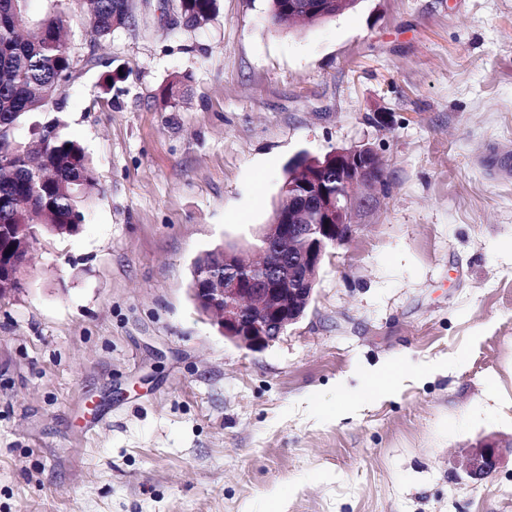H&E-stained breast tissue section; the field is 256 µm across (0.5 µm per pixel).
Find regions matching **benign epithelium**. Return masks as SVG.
I'll return each instance as SVG.
<instances>
[{"mask_svg": "<svg viewBox=\"0 0 512 512\" xmlns=\"http://www.w3.org/2000/svg\"><path fill=\"white\" fill-rule=\"evenodd\" d=\"M381 169L378 155L368 147L333 151L323 159L303 156L293 163L282 191L288 199L312 200L309 206H278L273 220L256 239L264 246L263 261L255 269L261 280L244 276L214 278L192 289L196 308L216 321L224 338L240 349L258 351L275 342L286 328L306 313L323 259L333 246L346 243L355 225L349 223L355 190L374 183ZM31 242L17 248L20 259L0 261V299L16 288H5L22 277L30 260ZM224 266L250 270L237 245H224ZM502 459V447L486 438L463 448L458 469L472 479L492 472Z\"/></svg>", "mask_w": 512, "mask_h": 512, "instance_id": "7a95c632", "label": "benign epithelium"}]
</instances>
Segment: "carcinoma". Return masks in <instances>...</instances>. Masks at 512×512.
I'll list each match as a JSON object with an SVG mask.
<instances>
[{
  "label": "carcinoma",
  "instance_id": "carcinoma-1",
  "mask_svg": "<svg viewBox=\"0 0 512 512\" xmlns=\"http://www.w3.org/2000/svg\"><path fill=\"white\" fill-rule=\"evenodd\" d=\"M29 0H0V251L23 237L45 232L72 236L98 191L84 147L65 132L62 117L49 110L72 76L74 60L62 32L74 19L72 0H46L41 14ZM92 31L99 39L132 27V0H89ZM180 9L205 23L217 0H179ZM28 126L29 139L16 138ZM218 249L199 257L191 287L206 276H234L218 263Z\"/></svg>",
  "mask_w": 512,
  "mask_h": 512
}]
</instances>
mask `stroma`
<instances>
[{"instance_id": "35a3bbf8", "label": "stroma", "mask_w": 512, "mask_h": 512, "mask_svg": "<svg viewBox=\"0 0 512 512\" xmlns=\"http://www.w3.org/2000/svg\"><path fill=\"white\" fill-rule=\"evenodd\" d=\"M133 3L134 28L68 34L60 114L100 191L0 301V512H512V0H357L304 28L268 0L196 28ZM360 146L382 177L306 316L225 340L195 260L252 242L299 156ZM384 362L387 397L365 383ZM344 387L356 413L327 416ZM488 436L500 465L470 479L454 458Z\"/></svg>"}]
</instances>
